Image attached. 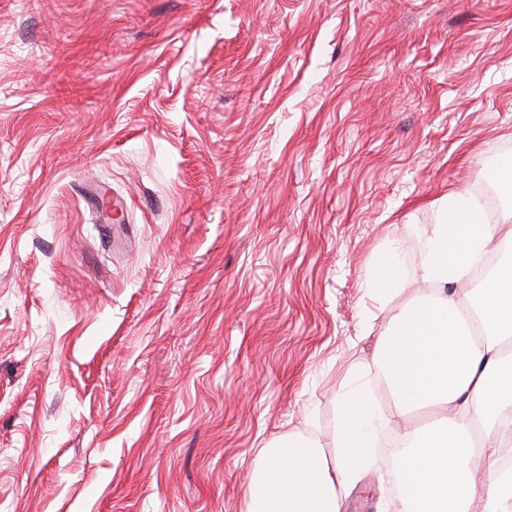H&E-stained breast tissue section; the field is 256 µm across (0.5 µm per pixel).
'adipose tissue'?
Segmentation results:
<instances>
[{
  "instance_id": "ef3b65f1",
  "label": "adipose tissue",
  "mask_w": 512,
  "mask_h": 512,
  "mask_svg": "<svg viewBox=\"0 0 512 512\" xmlns=\"http://www.w3.org/2000/svg\"><path fill=\"white\" fill-rule=\"evenodd\" d=\"M497 246V227L483 223L479 200L449 196L422 268L434 292L396 315L374 350L393 405L376 408L363 383L341 393L335 458L312 442L271 449L247 487L248 512H340L367 467L357 449L387 440L397 422L403 512H472L477 501L483 512H512V477L501 470L512 455V359L502 351L512 339V265L486 281L477 318L461 316L453 288ZM426 408L443 411L445 429L414 423Z\"/></svg>"
}]
</instances>
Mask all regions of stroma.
<instances>
[{
	"mask_svg": "<svg viewBox=\"0 0 512 512\" xmlns=\"http://www.w3.org/2000/svg\"><path fill=\"white\" fill-rule=\"evenodd\" d=\"M505 148L512 0H0V512H246L333 453L442 198L512 242ZM368 454L341 512H399ZM401 280L399 270L390 253H386L379 260V274L371 284L372 290L380 297H386L397 290Z\"/></svg>",
	"mask_w": 512,
	"mask_h": 512,
	"instance_id": "obj_1",
	"label": "stroma"
}]
</instances>
